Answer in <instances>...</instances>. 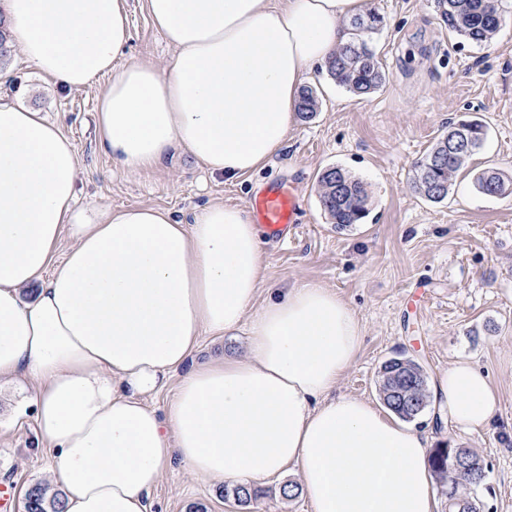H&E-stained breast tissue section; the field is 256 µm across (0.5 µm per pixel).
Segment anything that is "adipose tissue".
Masks as SVG:
<instances>
[{
    "mask_svg": "<svg viewBox=\"0 0 512 512\" xmlns=\"http://www.w3.org/2000/svg\"><path fill=\"white\" fill-rule=\"evenodd\" d=\"M176 53L119 66L127 0H0L8 43L56 85L107 79L98 126L113 161L157 168L175 148L234 180L286 145L300 87L370 0H147ZM78 151L41 112L0 103V380L35 381L63 512H148L172 456L203 480L253 486L295 468L312 512H437L430 437L335 395L363 326L332 289L256 297L265 257L244 209L75 207ZM74 244L55 253L62 234ZM31 288L35 296L23 300ZM247 329L249 352L191 370L164 411L145 403L204 335ZM473 434L499 400L461 358L434 387Z\"/></svg>",
    "mask_w": 512,
    "mask_h": 512,
    "instance_id": "obj_1",
    "label": "adipose tissue"
}]
</instances>
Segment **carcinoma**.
<instances>
[{"instance_id": "cac0c4a2", "label": "carcinoma", "mask_w": 512, "mask_h": 512, "mask_svg": "<svg viewBox=\"0 0 512 512\" xmlns=\"http://www.w3.org/2000/svg\"><path fill=\"white\" fill-rule=\"evenodd\" d=\"M448 31L463 39L482 44L489 42L498 31L502 15L500 7L490 14L486 0H441ZM381 18L373 13L353 18L350 23V41L337 49L327 60V71L336 84L354 95H368L386 81V73L372 48V34L376 33ZM319 109L316 92L306 87L301 91L298 112L305 120L315 117ZM488 136L486 127L478 120L448 122V130L414 166L413 188L431 202L448 197L453 177L471 156L483 146ZM480 192L491 196L512 195V177L498 172L483 173L476 179ZM321 206L336 228L344 230L369 214V192L363 181L340 166L325 169L319 176ZM379 394L390 412L406 421L417 420L428 405L426 375L413 360L392 358L380 371ZM453 448H435L430 466L436 478L448 487V512H480L483 503L478 496L460 491L464 486L478 488L484 483L482 460L469 449L462 458L474 472H464L449 462ZM259 490L247 486L224 488V498L246 505L257 499ZM25 512H62L59 495H47L40 484H34L25 493Z\"/></svg>"}]
</instances>
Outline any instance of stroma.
Listing matches in <instances>:
<instances>
[{
	"label": "stroma",
	"mask_w": 512,
	"mask_h": 512,
	"mask_svg": "<svg viewBox=\"0 0 512 512\" xmlns=\"http://www.w3.org/2000/svg\"><path fill=\"white\" fill-rule=\"evenodd\" d=\"M131 39L123 63L163 69L174 54L154 26L145 0H128ZM384 23L373 36L387 74L375 93L355 96L336 85L325 64L314 66L307 86L319 98L316 116L297 120L283 150L263 168L228 183L206 173L183 151L151 171L130 173L115 164L97 131V103L108 82L62 90L17 52L0 59L8 71L0 99L43 112L59 123L78 150L80 208L150 206L190 221L197 208L221 202L249 209L268 186L293 190L299 204L292 243H264L266 287L321 282L342 297L364 328L360 354L340 380L337 394L379 402V371L393 357L419 363L428 382L459 358L486 372L500 401L489 431L468 434L436 422L428 405L415 427L432 447L467 448L481 458L485 481L477 491L485 512H512V195L491 197L475 175H512V8L487 43L472 44L448 31L438 0H371ZM478 118L488 126L484 147L454 180L442 202L412 187L413 164L449 122ZM341 166L370 193L365 223L337 231L319 203V173ZM245 333L204 336L171 372L168 386L147 397L164 409L186 367L241 356ZM36 384L0 382V480L15 487L14 512H24L26 490L50 485L52 452L38 436ZM295 474L266 482L245 506L224 498V481L197 480L172 459L149 496L150 512H311L302 496L284 497Z\"/></svg>",
	"instance_id": "35a3bbf8"
}]
</instances>
